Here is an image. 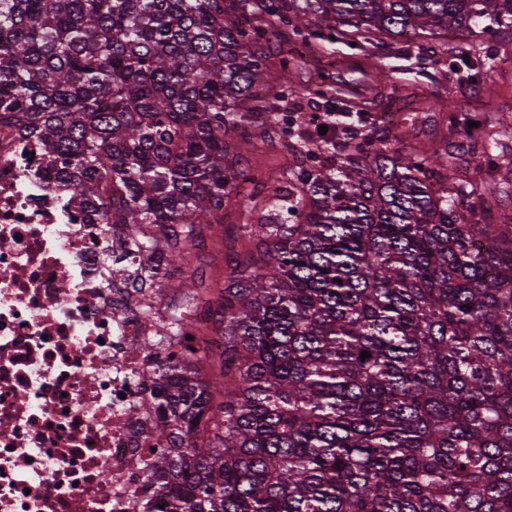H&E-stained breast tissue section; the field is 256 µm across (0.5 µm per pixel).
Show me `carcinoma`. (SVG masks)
<instances>
[{
  "label": "carcinoma",
  "mask_w": 512,
  "mask_h": 512,
  "mask_svg": "<svg viewBox=\"0 0 512 512\" xmlns=\"http://www.w3.org/2000/svg\"><path fill=\"white\" fill-rule=\"evenodd\" d=\"M0 0V123L64 161L75 198L198 298L190 246L237 225L210 344L168 354L140 406L162 445L153 512H512V223L448 142L386 145L377 117L308 134L287 52L263 46L512 27V0ZM335 113L330 84L306 90ZM247 127L295 159L239 170ZM464 153L512 181V154ZM173 315L160 344L197 332ZM371 357L363 360L361 353ZM224 400L216 401L217 395Z\"/></svg>",
  "instance_id": "carcinoma-1"
}]
</instances>
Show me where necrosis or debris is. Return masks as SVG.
<instances>
[{
	"instance_id": "obj_1",
	"label": "necrosis or debris",
	"mask_w": 512,
	"mask_h": 512,
	"mask_svg": "<svg viewBox=\"0 0 512 512\" xmlns=\"http://www.w3.org/2000/svg\"><path fill=\"white\" fill-rule=\"evenodd\" d=\"M59 173L0 124V512H148L162 369L132 346L166 308L133 283L159 256L112 253L124 227Z\"/></svg>"
}]
</instances>
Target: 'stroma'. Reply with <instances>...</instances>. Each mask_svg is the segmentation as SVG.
<instances>
[{"label": "stroma", "instance_id": "stroma-1", "mask_svg": "<svg viewBox=\"0 0 512 512\" xmlns=\"http://www.w3.org/2000/svg\"><path fill=\"white\" fill-rule=\"evenodd\" d=\"M433 46L448 50L449 58L460 55L472 59L473 80L460 81L442 68H420L416 60L418 40L388 38L372 40L354 48L343 41L313 44L311 50L299 52L293 71L297 93H304L320 77H328L351 114H376L380 110L379 93L394 95L398 120L391 134L409 146H427L439 142L448 122L441 104L452 103L459 116L472 121V128L456 136L457 142L487 131H496L498 148L512 151V29L498 28L485 33L474 29L469 36L452 34L437 37ZM373 56L385 77H377L365 58ZM495 101L496 113H486L485 101ZM237 215L224 219V227L205 233L193 252L198 258L199 273L205 281L209 299H216L229 269L226 257L236 234Z\"/></svg>", "mask_w": 512, "mask_h": 512}]
</instances>
